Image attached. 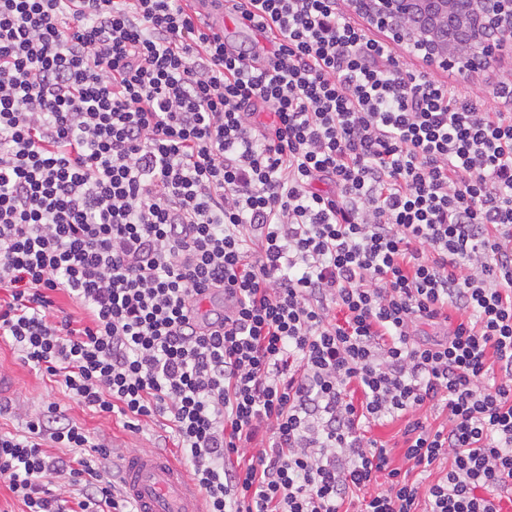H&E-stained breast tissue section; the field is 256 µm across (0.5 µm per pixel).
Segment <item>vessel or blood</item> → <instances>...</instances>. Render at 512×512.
Returning <instances> with one entry per match:
<instances>
[{
	"label": "vessel or blood",
	"mask_w": 512,
	"mask_h": 512,
	"mask_svg": "<svg viewBox=\"0 0 512 512\" xmlns=\"http://www.w3.org/2000/svg\"><path fill=\"white\" fill-rule=\"evenodd\" d=\"M122 488L135 512H205L203 494L184 467L155 452L125 454Z\"/></svg>",
	"instance_id": "b4317fda"
}]
</instances>
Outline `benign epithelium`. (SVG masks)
I'll use <instances>...</instances> for the list:
<instances>
[{
  "label": "benign epithelium",
  "mask_w": 512,
  "mask_h": 512,
  "mask_svg": "<svg viewBox=\"0 0 512 512\" xmlns=\"http://www.w3.org/2000/svg\"><path fill=\"white\" fill-rule=\"evenodd\" d=\"M348 8L431 67L467 71L512 53V0H348ZM450 16L465 42L445 36Z\"/></svg>",
  "instance_id": "benign-epithelium-1"
}]
</instances>
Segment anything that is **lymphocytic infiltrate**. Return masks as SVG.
<instances>
[{"label":"lymphocytic infiltrate","mask_w":512,"mask_h":512,"mask_svg":"<svg viewBox=\"0 0 512 512\" xmlns=\"http://www.w3.org/2000/svg\"><path fill=\"white\" fill-rule=\"evenodd\" d=\"M188 2L0 0V339L167 418L206 512H498L512 80L500 108L401 67L339 0H233L259 62ZM25 423L0 484L26 512H132L58 403ZM404 420H395L394 422H376L370 424L368 428L369 436L387 442L389 446H393L400 439V430L404 427Z\"/></svg>","instance_id":"obj_1"}]
</instances>
